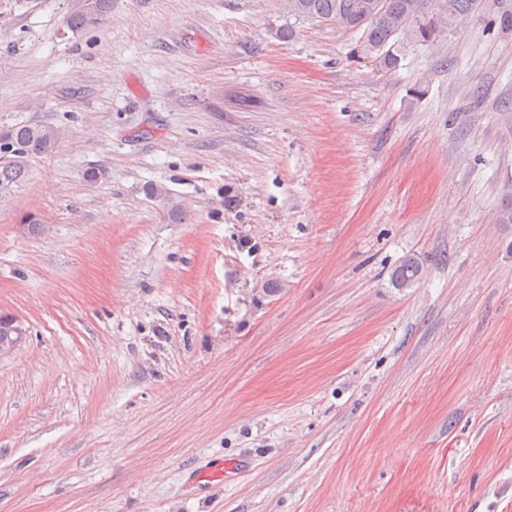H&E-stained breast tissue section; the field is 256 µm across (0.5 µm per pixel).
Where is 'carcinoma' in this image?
I'll return each mask as SVG.
<instances>
[{
	"mask_svg": "<svg viewBox=\"0 0 512 512\" xmlns=\"http://www.w3.org/2000/svg\"><path fill=\"white\" fill-rule=\"evenodd\" d=\"M288 0V12L298 18L362 31V46L380 67L396 66L397 55L390 49L403 44L433 42L452 24L475 11L479 0ZM112 13V0H77L66 18L75 36L102 24ZM22 148L20 155L0 161V198L10 194L26 177L29 158L53 147L58 131L44 124H16L2 129ZM401 288L420 279V266L408 258L394 271Z\"/></svg>",
	"mask_w": 512,
	"mask_h": 512,
	"instance_id": "1",
	"label": "carcinoma"
}]
</instances>
